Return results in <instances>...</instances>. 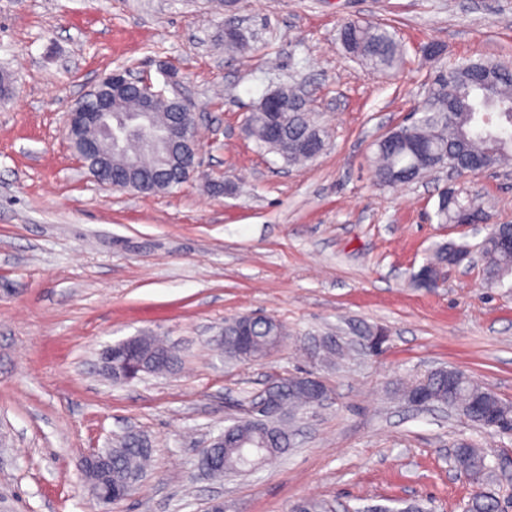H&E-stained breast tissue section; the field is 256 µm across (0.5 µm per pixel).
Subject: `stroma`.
<instances>
[{
	"label": "stroma",
	"instance_id": "stroma-1",
	"mask_svg": "<svg viewBox=\"0 0 512 512\" xmlns=\"http://www.w3.org/2000/svg\"><path fill=\"white\" fill-rule=\"evenodd\" d=\"M360 19L395 32L399 68L372 74L339 39ZM243 45L228 49L226 29ZM512 64V0H0V512H95L79 462L133 433L151 466L118 512H331L420 503L462 512L476 482L450 469L461 441L512 512V437L446 410L408 407L400 382L455 367L512 401V290L479 265L409 284L441 243L476 244L439 223L446 175L394 188L374 180L375 141L421 111L434 63ZM124 67L191 97L203 167L169 193L100 186L77 161L66 115L100 74ZM300 85L327 129L324 150L292 166L247 136L262 97ZM224 186L213 193L212 184ZM493 222L512 224V166L461 177ZM283 323L286 346L254 363L213 343L226 320ZM385 331L384 350L331 367L309 337ZM165 338L175 371L115 383L106 345ZM311 370L332 386L295 414L288 450L245 477L197 468L202 448L248 413L275 377Z\"/></svg>",
	"mask_w": 512,
	"mask_h": 512
}]
</instances>
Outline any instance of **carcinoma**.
<instances>
[{
    "mask_svg": "<svg viewBox=\"0 0 512 512\" xmlns=\"http://www.w3.org/2000/svg\"><path fill=\"white\" fill-rule=\"evenodd\" d=\"M341 42L346 51L359 59L372 74L384 73L395 67L403 57V48L394 35L383 27L366 21L354 20L343 27ZM171 112L162 103L154 123L145 135L161 142L162 124L168 122ZM288 139L295 142L317 140L325 142L326 131L311 112H281ZM268 113L253 112L246 122L247 134L263 148L279 155L289 164L314 159L308 150L293 148L288 142L276 143L268 136ZM141 138L133 134L125 140L123 150L134 159L129 167L136 179L151 180L160 171L173 167L180 149L170 147L159 156L141 152ZM377 164L375 181L381 187H394L420 179L424 174L446 164L461 172L470 170L475 157H484L489 168L496 169L512 163V67L482 60H465L454 64L435 66L428 87V101L422 116L410 125H401L387 138L375 143ZM437 217L441 224H457L462 218L477 223L488 214L484 207L470 198H457L448 202L440 197ZM466 244L454 242L438 246L414 274L412 280L422 283L436 276L439 270L455 261L464 252ZM483 260V281L490 288H512V250H506L484 241L477 245ZM247 316L241 315L224 323V335H238ZM249 322V321H247ZM249 347L246 360L268 355L286 342L288 329L280 322L263 317L249 322ZM142 346L153 352V373H164L179 363L176 350L155 336L144 335ZM312 357L321 363L341 357L345 343L337 336L311 338ZM284 393L281 405L293 409L311 407L312 394L301 375L281 379ZM416 390H425L432 403L455 410L460 416L484 430H489L481 415L473 408L480 401L512 418V404L503 400L492 389L482 385L461 370L437 368L421 378L405 382L399 388V397L409 401ZM224 447L217 453L224 457V470L242 472L248 469L243 452L248 447L260 449L269 458L282 454L289 446V434L282 423H272L266 429L252 417L234 421L224 427ZM151 449L137 440L125 441L117 448L104 450L107 468L102 477L118 486L130 472L140 473L147 465ZM456 468L475 478L488 469L486 457L478 446L461 442L455 449ZM497 507L495 493L481 486L469 497L465 512H494Z\"/></svg>",
    "mask_w": 512,
    "mask_h": 512,
    "instance_id": "cac0c4a2",
    "label": "carcinoma"
}]
</instances>
